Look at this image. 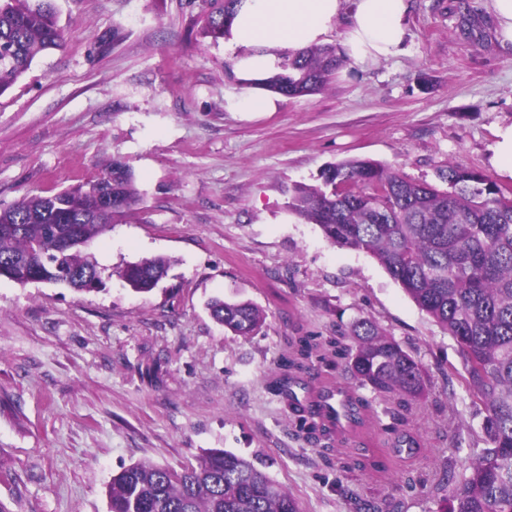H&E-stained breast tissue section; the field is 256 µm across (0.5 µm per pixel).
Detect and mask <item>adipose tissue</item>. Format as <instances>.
I'll return each instance as SVG.
<instances>
[{
	"instance_id": "ef3b65f1",
	"label": "adipose tissue",
	"mask_w": 512,
	"mask_h": 512,
	"mask_svg": "<svg viewBox=\"0 0 512 512\" xmlns=\"http://www.w3.org/2000/svg\"><path fill=\"white\" fill-rule=\"evenodd\" d=\"M346 10L351 22L343 45L354 63L398 52L407 35V0H242L226 35L237 51L238 78L252 84L279 72L283 55L320 44Z\"/></svg>"
}]
</instances>
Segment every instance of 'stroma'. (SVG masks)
Here are the masks:
<instances>
[{"label": "stroma", "mask_w": 512, "mask_h": 512, "mask_svg": "<svg viewBox=\"0 0 512 512\" xmlns=\"http://www.w3.org/2000/svg\"><path fill=\"white\" fill-rule=\"evenodd\" d=\"M409 2L394 57L238 112L250 90L233 50L200 35V0H52L64 46L0 94V208L115 159L143 204L88 246L101 290L0 279V512H109L123 467L179 470L207 448L253 461L302 512H436L451 494L445 470L464 474L484 446L456 342L375 258L288 208L293 185L349 159L440 189L455 163L512 193L493 163L512 128V41L490 0ZM155 256L170 258L167 276L131 292L118 269ZM214 297L258 305L259 333L225 330ZM360 318L428 380L403 411L371 396L364 460L343 436L309 432L273 389L295 358L309 385L351 387L336 346Z\"/></svg>", "instance_id": "stroma-1"}]
</instances>
